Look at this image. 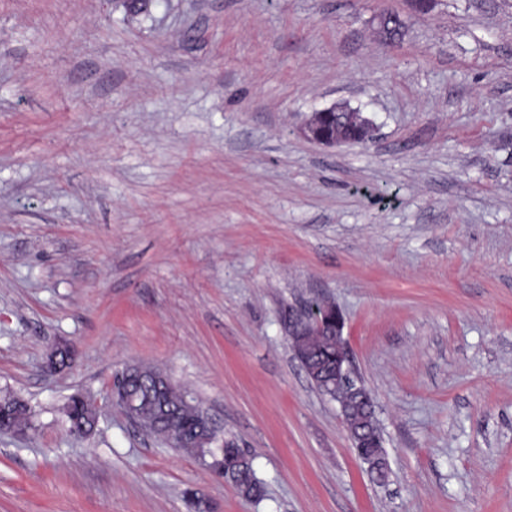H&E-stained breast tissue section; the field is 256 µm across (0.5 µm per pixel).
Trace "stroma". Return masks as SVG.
I'll return each instance as SVG.
<instances>
[{"label": "stroma", "instance_id": "stroma-1", "mask_svg": "<svg viewBox=\"0 0 512 512\" xmlns=\"http://www.w3.org/2000/svg\"><path fill=\"white\" fill-rule=\"evenodd\" d=\"M335 103L369 140L303 136ZM312 300L385 484L292 350ZM133 363L249 451L262 501L108 401ZM4 393L34 417L0 434V512H512V0H0ZM326 328L331 330L329 333L330 336L336 337V348L332 339L326 335L327 330L323 336L311 338L310 346L315 351L317 363L320 367V374L321 372L325 374L333 372L336 356V385H334L332 378L329 376L326 382H324L323 377H316L315 382H311L322 395L332 401H336V391H338L340 385H342L345 388L341 391H347L349 393L354 405L362 406L370 411L374 403L371 397L364 393V391L367 392L365 390L366 388L357 385V375L351 364L350 356L342 337L344 320L336 307L322 304L321 307L318 308L312 303L298 310L296 313L288 315V334L292 339L303 336H314ZM336 403L339 405L341 419L346 424V416L347 414H351V408L342 401L337 400ZM358 447L353 448L356 455L360 459L361 457H371L373 459L382 460L387 459V453L382 448V444L379 448H374L375 435L369 426L364 427L358 435Z\"/></svg>", "mask_w": 512, "mask_h": 512}]
</instances>
